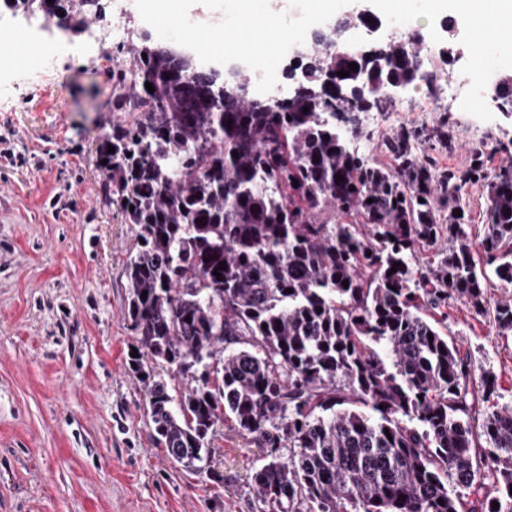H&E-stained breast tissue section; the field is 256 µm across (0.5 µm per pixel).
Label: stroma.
Returning a JSON list of instances; mask_svg holds the SVG:
<instances>
[{
  "mask_svg": "<svg viewBox=\"0 0 512 512\" xmlns=\"http://www.w3.org/2000/svg\"><path fill=\"white\" fill-rule=\"evenodd\" d=\"M161 0H133L124 40L98 51L85 37L42 30L41 18L0 0V22L31 35L0 45V512H258L250 491L258 448L231 423L217 425L211 465L217 484L169 459L156 441L144 385L127 365L133 332L123 269L137 241L105 189L99 137L117 113L112 77L129 68V46L171 44L237 76L263 61L288 95L292 61L268 31L260 49L221 48L161 28ZM478 17L444 0L421 31L433 84L394 98L385 112L359 113V153L385 167L387 141L418 131L415 147L438 173L512 165V112L497 100L444 97L464 72L512 74L497 37L477 46ZM448 333L477 367L492 371L512 400V337L490 316L448 300Z\"/></svg>",
  "mask_w": 512,
  "mask_h": 512,
  "instance_id": "35a3bbf8",
  "label": "stroma"
}]
</instances>
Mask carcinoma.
<instances>
[{
    "instance_id": "carcinoma-1",
    "label": "carcinoma",
    "mask_w": 512,
    "mask_h": 512,
    "mask_svg": "<svg viewBox=\"0 0 512 512\" xmlns=\"http://www.w3.org/2000/svg\"><path fill=\"white\" fill-rule=\"evenodd\" d=\"M99 2L54 0L50 19L78 33ZM353 26L374 28L340 21L297 58L291 101L237 86L221 99L188 62L134 49L112 111L135 118L97 147L138 246L124 269L128 364L186 470H203L226 419L261 449L260 512H512V403L490 371L473 381L471 355L439 327L454 296L512 336V300L488 299L494 281L512 285V166L488 181L478 251L456 213L462 184L414 153L415 131L389 141L392 168L352 148L346 106L383 112L430 82L419 34L350 49ZM153 362L191 375L187 391L174 398ZM478 385L491 405L477 434Z\"/></svg>"
}]
</instances>
